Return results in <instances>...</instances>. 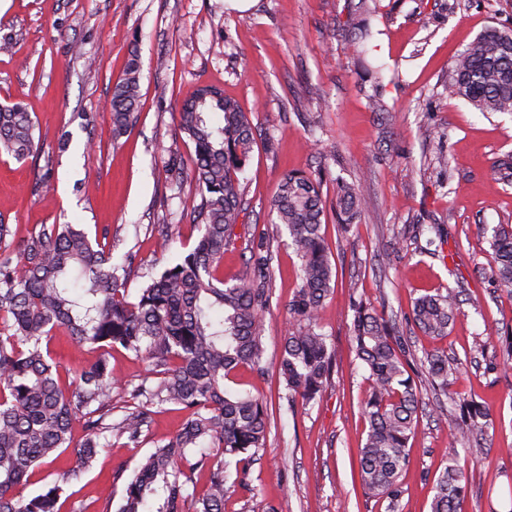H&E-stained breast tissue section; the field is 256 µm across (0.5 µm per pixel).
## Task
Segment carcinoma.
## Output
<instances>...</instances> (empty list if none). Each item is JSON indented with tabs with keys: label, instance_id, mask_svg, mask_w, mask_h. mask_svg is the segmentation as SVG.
I'll return each instance as SVG.
<instances>
[{
	"label": "carcinoma",
	"instance_id": "cac0c4a2",
	"mask_svg": "<svg viewBox=\"0 0 512 512\" xmlns=\"http://www.w3.org/2000/svg\"><path fill=\"white\" fill-rule=\"evenodd\" d=\"M139 65L132 56L110 101L112 132L120 136L137 120ZM448 96L478 112L512 113V28L490 27L457 57ZM223 113V123L210 115ZM179 130L195 151L191 211L200 220L193 248L166 266L130 299L129 270L112 262V232L89 233L74 224H40L24 234L0 221V512H61L65 486L81 482L100 449L112 439L138 447L153 416L186 413L178 433L147 453L125 483L116 512H224L231 487L226 471L241 455L265 447L267 405L246 393H231L225 380L241 366L262 369L264 316L272 300V250L268 231L236 233L243 223L240 180L256 144V126L224 95L202 97L179 110ZM34 122L19 104L0 107V154L22 160L33 153ZM322 179L286 174L270 205L272 222L288 234L300 260V287L290 301L299 327L284 337L279 362L286 398L309 403L322 391L333 367L318 321L336 283L323 228ZM339 224L364 213L362 188L336 181ZM243 239L246 272L224 282V252ZM491 277L512 290V225L499 224L489 239ZM459 293L448 288L416 299L412 322L424 335L448 336ZM352 343L371 382L364 402L368 430L361 448L364 494L398 512L408 443L417 426L420 395L397 324L359 302L352 306ZM63 336L74 347L100 351L94 362L64 380L50 342ZM125 350L145 358L159 379L113 393L119 384L110 357ZM426 370L448 390L456 364L443 351L426 354ZM119 421H112L115 408ZM448 418L450 440L466 431L463 452L451 448L438 476L430 512H461L466 468L488 454L487 406L460 399ZM82 422L77 440L73 425ZM71 452L75 462L34 494H24L36 471ZM208 472L205 490H189Z\"/></svg>",
	"mask_w": 512,
	"mask_h": 512
}]
</instances>
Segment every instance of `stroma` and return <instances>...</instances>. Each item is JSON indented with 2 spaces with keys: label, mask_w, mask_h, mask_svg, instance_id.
<instances>
[{
  "label": "stroma",
  "mask_w": 512,
  "mask_h": 512,
  "mask_svg": "<svg viewBox=\"0 0 512 512\" xmlns=\"http://www.w3.org/2000/svg\"><path fill=\"white\" fill-rule=\"evenodd\" d=\"M356 0H0V106L22 104L45 161L0 156V220L26 231L37 224L107 227L114 262L133 257L127 288L137 296L147 272L186 252L199 235L163 166L170 153L191 165L192 143L177 111L201 85H215L250 112L262 139L242 180L248 223L268 227L285 173L323 170L324 233L336 286L319 312L335 368L310 404L288 405L278 362L293 324L288 303L300 261L286 237L273 243V296L264 316L265 369L240 367L228 388L266 401L265 448L246 462L225 512H385L364 496L360 450L367 422L368 374L351 342L352 305L362 301L400 324L416 357L434 350L457 360L448 394L490 409L487 459L469 467L464 512H512V369H489L500 336L512 332V292L490 278L488 239L512 224V184L495 172L512 154V114H482L449 97L453 60L485 28H512V0H377L371 34L352 37ZM140 62L138 120L112 134L106 106L130 57ZM363 185L366 218L341 232L336 180ZM171 227L167 252L156 225ZM443 238H436L435 227ZM388 252L389 263L378 255ZM462 291L446 337L410 321L415 300L444 288ZM409 445L398 512H430L434 482L450 446L435 398ZM184 415L157 413L138 447L100 451L71 486L62 512H106L99 497L115 470L133 471L155 445L178 432Z\"/></svg>",
  "instance_id": "stroma-1"
}]
</instances>
